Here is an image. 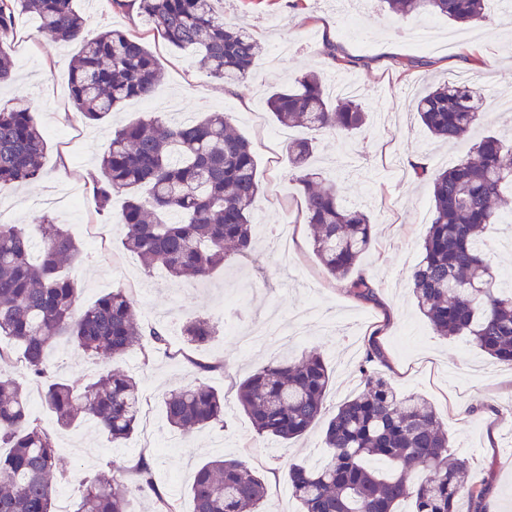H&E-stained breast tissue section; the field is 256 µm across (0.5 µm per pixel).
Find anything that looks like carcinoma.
Segmentation results:
<instances>
[{
  "mask_svg": "<svg viewBox=\"0 0 512 512\" xmlns=\"http://www.w3.org/2000/svg\"><path fill=\"white\" fill-rule=\"evenodd\" d=\"M219 0H113L138 8L157 35L182 51L207 76L226 83L252 75L260 47L244 29L224 25ZM402 17L439 14L455 23L481 22L489 0H385ZM26 14L36 30L65 44H80L69 67L70 93L79 117L99 124L124 102L147 99L163 79L155 56L138 37L119 30L90 34L74 0H0V84L13 78L5 45L17 36L16 18ZM324 54L338 66L357 64L336 44ZM267 105L282 125L302 124L314 136L288 143L293 179L302 187L305 223L313 230V251L329 276L349 294L377 301L378 284L355 273L372 242V222L347 207L341 185L323 184L312 160L317 136L342 137L362 128L366 113L352 97H327L319 75L309 72L288 87H275ZM428 133L447 143L470 136L486 108L466 81L443 83L417 100ZM47 141L31 107L22 99L0 106V186L40 178ZM428 182L434 217L424 237L421 261L409 281L419 310L439 336H463L498 362L512 365V290L499 288L483 237L512 215V140L486 135L472 155L445 171L411 165ZM100 214L112 210V196L124 195L122 244L148 269L162 268L175 279L203 281L233 256L255 251L251 214L260 194L249 143L224 112L193 123L172 124L151 115L112 130L99 167L91 175ZM42 241L31 253V237ZM81 260V248L61 224L45 216L35 225L0 224V359L21 353L31 380L41 387L57 425L88 420L111 442L129 438L138 424L136 379L115 366L127 353L150 343L156 353L181 358L200 372L223 368L203 363L194 351L214 335L206 318L183 327L182 347L171 350L165 330L135 319L134 304L117 288L77 310L78 283L67 269ZM66 339L78 349L114 363L87 385L50 379L49 354ZM385 362L378 343H369L359 371L362 393L336 407L325 430L322 464L288 466L299 512H397L409 500L411 512H459L467 496L482 512L485 488L468 482L466 463L448 453L450 442L426 401L398 399L372 363ZM332 377L319 355L273 358L245 378L238 400L259 436L287 443L304 435L325 413ZM175 430L224 425V399L194 379L165 395ZM0 512H53V476L60 470L53 433L32 416L23 388L0 377ZM80 478L84 493L76 512H134L117 473ZM137 487L155 496L156 512H178L154 485L150 463L131 468ZM193 512H265V481L243 457L208 460L188 488Z\"/></svg>",
  "mask_w": 512,
  "mask_h": 512,
  "instance_id": "cac0c4a2",
  "label": "carcinoma"
}]
</instances>
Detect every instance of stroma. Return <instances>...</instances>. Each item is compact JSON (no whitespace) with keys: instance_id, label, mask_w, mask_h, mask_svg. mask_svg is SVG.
Segmentation results:
<instances>
[{"instance_id":"stroma-1","label":"stroma","mask_w":512,"mask_h":512,"mask_svg":"<svg viewBox=\"0 0 512 512\" xmlns=\"http://www.w3.org/2000/svg\"><path fill=\"white\" fill-rule=\"evenodd\" d=\"M75 7L90 33L112 28L144 38L163 80L151 98L127 102L108 124L85 123L69 96L68 66L77 44L65 46L50 33L33 32L32 19L20 16L8 46L15 80L0 86V104L17 97L30 102L48 151L40 179L0 188V221L34 224L47 215L65 225L82 249L74 267L79 306L124 289L138 321L165 326L177 345L186 321L207 318L215 334L196 357L224 367L201 375L183 360L129 352L120 366L137 379L143 408L134 433L113 444L89 422L58 428L23 359L1 360L0 374L22 385L33 414L56 433L66 467L91 477L148 458L159 492L175 499L181 512H192L188 486L197 467L212 457L243 455L266 475L268 512H297L287 464L321 460L323 427L315 425L289 445L257 437L237 402V386L279 353L296 358L317 353L332 374L325 406L334 411L360 393L358 366L373 337L386 358L376 369L396 395H419L434 407L451 453L466 461L472 481L486 487V504L493 512H512V365L496 362L465 338L436 335L407 286L433 219L430 194L412 179L408 163L417 156L431 169H445L472 146L468 140L448 145L433 139L412 112V100L433 79L446 77L472 82L487 103L512 100V12L494 4L489 19L462 26L441 15L399 19L383 0H358L351 12L360 23L346 28L337 20V0H225V22L248 25L261 47L253 76L228 86L207 78L181 51L157 39L136 11L112 0H75ZM328 41L359 58V65L338 68L322 52ZM309 71L328 85L339 76L355 83L366 113L360 132L322 138L315 165L323 178L341 179L347 203L372 217L375 244L358 270L377 282L376 304L357 300L323 271L286 150L289 140L308 131L282 126L267 105L271 88ZM214 111L228 113L252 149L261 183L253 210L259 246L252 257L226 261L207 281L174 283L163 270H146L123 248L117 220L122 195L112 198V217L98 215L87 177L107 147L108 127L154 114L193 120ZM312 306L317 312L305 323L302 342L246 344V337L261 335L270 320L285 325ZM50 361L52 377L66 382L90 383L103 368L96 356L64 340L55 344ZM197 377L223 396L224 424L173 430L163 398ZM489 409L496 414L491 422L485 418Z\"/></svg>"}]
</instances>
